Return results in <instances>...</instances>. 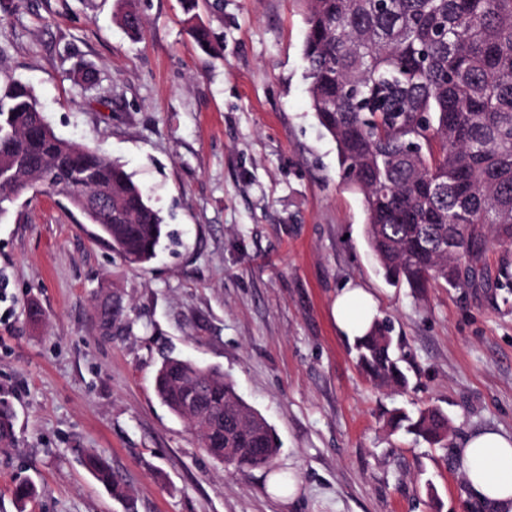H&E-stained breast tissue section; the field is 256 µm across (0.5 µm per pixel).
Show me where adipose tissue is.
<instances>
[{
	"label": "adipose tissue",
	"mask_w": 512,
	"mask_h": 512,
	"mask_svg": "<svg viewBox=\"0 0 512 512\" xmlns=\"http://www.w3.org/2000/svg\"><path fill=\"white\" fill-rule=\"evenodd\" d=\"M332 313L338 332L353 341L368 331L377 303L368 289L349 284L337 293ZM456 454L471 497L492 512H512V437L479 431L466 437Z\"/></svg>",
	"instance_id": "obj_1"
}]
</instances>
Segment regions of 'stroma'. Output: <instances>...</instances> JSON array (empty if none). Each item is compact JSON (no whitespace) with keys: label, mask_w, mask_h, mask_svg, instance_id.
I'll use <instances>...</instances> for the list:
<instances>
[{"label":"stroma","mask_w":512,"mask_h":512,"mask_svg":"<svg viewBox=\"0 0 512 512\" xmlns=\"http://www.w3.org/2000/svg\"><path fill=\"white\" fill-rule=\"evenodd\" d=\"M220 4L195 10L207 53L184 0H0V88L28 84L59 137L124 164L174 236L137 266L63 197L31 190L0 218V400L15 413L0 512H489L445 449L388 418L440 407L455 448L512 434V294L388 285L309 105L304 0ZM131 5L136 39L117 21ZM350 282L391 320L407 387L372 383L337 333ZM167 355L232 379L279 439L273 468L238 472L200 448L156 394ZM92 454L125 497L88 471ZM276 472L294 497L269 492Z\"/></svg>","instance_id":"stroma-1"}]
</instances>
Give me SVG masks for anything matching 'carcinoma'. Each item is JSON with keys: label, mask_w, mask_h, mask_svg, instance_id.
<instances>
[{"label": "carcinoma", "mask_w": 512, "mask_h": 512, "mask_svg": "<svg viewBox=\"0 0 512 512\" xmlns=\"http://www.w3.org/2000/svg\"><path fill=\"white\" fill-rule=\"evenodd\" d=\"M310 107L336 143L343 182L363 196L364 234L385 278L424 288L471 285L477 263L499 250L496 286L512 288V0H306ZM120 23L141 34V15ZM32 89L0 91V180L24 194L37 185L82 210L102 194L105 211L84 213L97 238L130 265L155 258L164 218L122 164L41 125ZM388 319L355 343L358 363L380 385L405 386ZM155 389L188 421L204 451L240 469L269 467L279 452L271 426L218 370L167 357ZM14 412L0 402V445ZM394 430L448 448V415L397 410ZM88 468L116 491L101 457Z\"/></svg>", "instance_id": "cac0c4a2"}]
</instances>
